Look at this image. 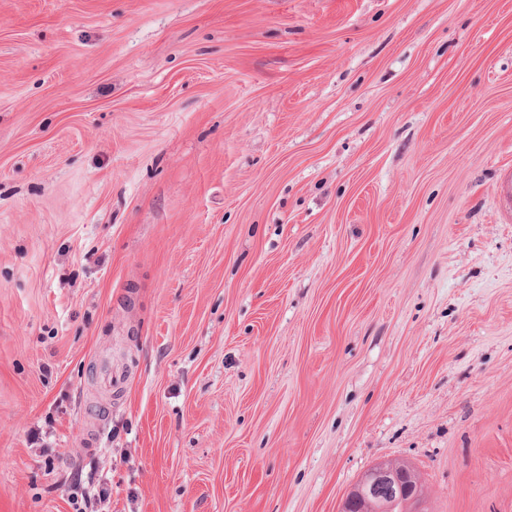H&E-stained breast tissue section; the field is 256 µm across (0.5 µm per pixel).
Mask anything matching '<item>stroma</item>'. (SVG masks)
<instances>
[{
	"label": "stroma",
	"mask_w": 512,
	"mask_h": 512,
	"mask_svg": "<svg viewBox=\"0 0 512 512\" xmlns=\"http://www.w3.org/2000/svg\"><path fill=\"white\" fill-rule=\"evenodd\" d=\"M510 170L512 0H0V512H512ZM419 486L420 480L415 470L395 464L379 462L362 476L360 479V489L356 497H349L346 504L352 507L353 502L357 498L366 499L368 495H372L376 491L385 488H388L390 491L396 490L401 495L409 494L414 498L417 495Z\"/></svg>",
	"instance_id": "obj_1"
}]
</instances>
